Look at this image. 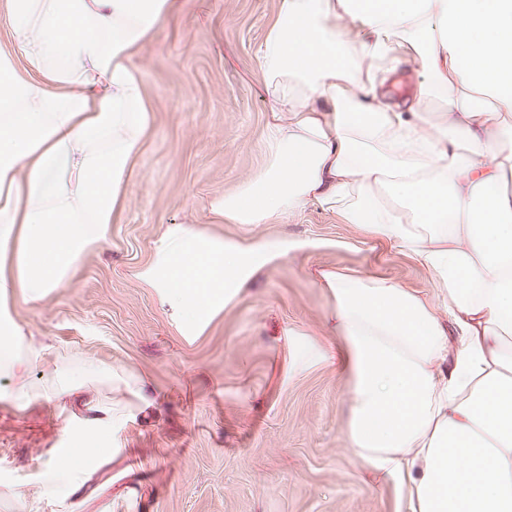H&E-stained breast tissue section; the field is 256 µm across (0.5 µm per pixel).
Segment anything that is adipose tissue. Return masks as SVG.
<instances>
[{
    "instance_id": "obj_1",
    "label": "adipose tissue",
    "mask_w": 512,
    "mask_h": 512,
    "mask_svg": "<svg viewBox=\"0 0 512 512\" xmlns=\"http://www.w3.org/2000/svg\"><path fill=\"white\" fill-rule=\"evenodd\" d=\"M177 9L0 0V374L17 407H74L77 445L156 401L142 375L36 344L15 309L70 284L120 219L154 125L134 60ZM253 65L265 164L211 201L212 223L315 206L427 271L431 297L315 274L346 348L350 446L404 478L409 512H512V0H279ZM405 68L422 79L397 100ZM288 249L168 224L135 278L189 338ZM95 380L118 398L90 395Z\"/></svg>"
}]
</instances>
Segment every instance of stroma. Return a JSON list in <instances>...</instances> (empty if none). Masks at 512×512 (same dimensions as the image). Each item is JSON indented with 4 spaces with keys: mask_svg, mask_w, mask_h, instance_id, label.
I'll list each match as a JSON object with an SVG mask.
<instances>
[{
    "mask_svg": "<svg viewBox=\"0 0 512 512\" xmlns=\"http://www.w3.org/2000/svg\"><path fill=\"white\" fill-rule=\"evenodd\" d=\"M279 0H180L135 60L155 122L119 224L69 287L18 320L55 352L143 374L157 414L76 450L81 489L42 485L70 444L68 411L0 400V512H409L404 481L372 480L347 440L344 345L322 333L329 300L313 267L357 269L431 293L393 244L310 208L285 224H211L214 196L264 163L262 84L253 52ZM212 227L245 244L294 242L256 269L193 341L177 336L134 278L164 225Z\"/></svg>",
    "mask_w": 512,
    "mask_h": 512,
    "instance_id": "1",
    "label": "stroma"
}]
</instances>
